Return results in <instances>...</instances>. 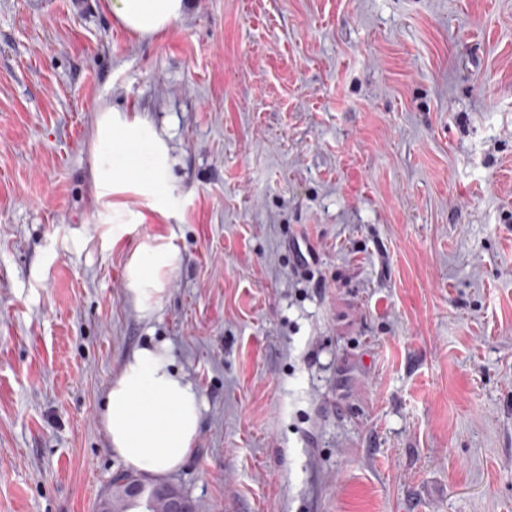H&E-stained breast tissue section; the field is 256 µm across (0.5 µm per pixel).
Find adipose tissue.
Masks as SVG:
<instances>
[{"label": "adipose tissue", "instance_id": "obj_1", "mask_svg": "<svg viewBox=\"0 0 512 512\" xmlns=\"http://www.w3.org/2000/svg\"><path fill=\"white\" fill-rule=\"evenodd\" d=\"M188 0H105L116 23L141 37L162 34L184 15ZM96 138L102 144L94 165L96 197L109 222H119L121 208L113 195L122 193L125 171L143 173V192L166 183L168 150L164 141L149 134L145 121H127L112 113L100 119ZM178 253L167 243L140 244L127 267L129 292L137 307L153 311L161 300L164 275L172 270ZM168 344H147L136 349L113 378L103 414L111 451L132 470L164 475L183 465L197 440L202 401L197 390L173 368Z\"/></svg>", "mask_w": 512, "mask_h": 512}]
</instances>
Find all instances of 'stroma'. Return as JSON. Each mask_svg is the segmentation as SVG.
I'll return each instance as SVG.
<instances>
[{"mask_svg":"<svg viewBox=\"0 0 512 512\" xmlns=\"http://www.w3.org/2000/svg\"><path fill=\"white\" fill-rule=\"evenodd\" d=\"M105 106L170 164L117 230ZM162 342L200 512H512V0H190L152 39L0 0V512H95L107 390ZM178 253L167 243H142L132 255L127 267L129 292L143 312H151L161 300L164 275L177 263Z\"/></svg>","mask_w":512,"mask_h":512,"instance_id":"obj_1","label":"stroma"}]
</instances>
